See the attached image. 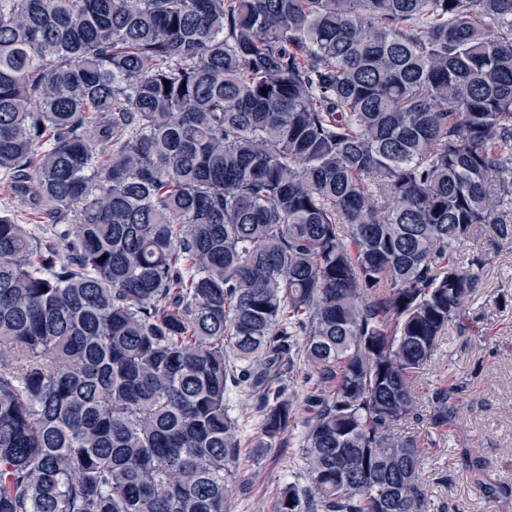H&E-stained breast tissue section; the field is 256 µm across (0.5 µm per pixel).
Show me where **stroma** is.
Returning <instances> with one entry per match:
<instances>
[{
  "instance_id": "35a3bbf8",
  "label": "stroma",
  "mask_w": 512,
  "mask_h": 512,
  "mask_svg": "<svg viewBox=\"0 0 512 512\" xmlns=\"http://www.w3.org/2000/svg\"><path fill=\"white\" fill-rule=\"evenodd\" d=\"M491 261L463 319L453 322L436 355L416 378L421 460L416 470L431 512H512V244L483 236L460 246L457 258ZM453 390L456 415L434 427L427 419L432 390ZM298 413L284 448H245L229 483L230 512H275L276 492L305 481Z\"/></svg>"
}]
</instances>
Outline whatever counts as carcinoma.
Masks as SVG:
<instances>
[{"instance_id":"cac0c4a2","label":"carcinoma","mask_w":512,"mask_h":512,"mask_svg":"<svg viewBox=\"0 0 512 512\" xmlns=\"http://www.w3.org/2000/svg\"><path fill=\"white\" fill-rule=\"evenodd\" d=\"M0 175L53 228L0 211V512H227L233 391L255 448L310 413L276 512H427L399 426L455 248L512 243V0H0Z\"/></svg>"}]
</instances>
